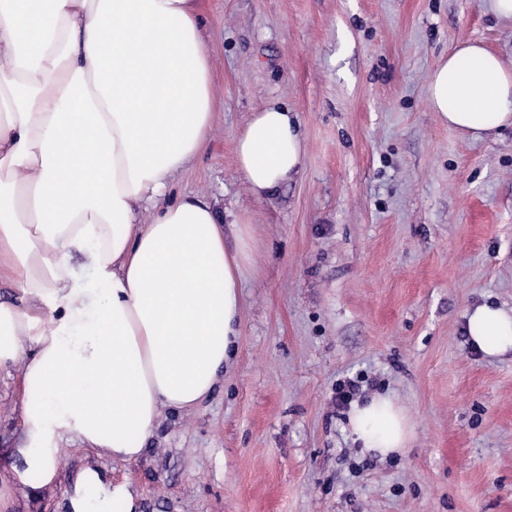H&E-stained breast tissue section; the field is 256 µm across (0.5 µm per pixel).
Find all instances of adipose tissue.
<instances>
[{"mask_svg":"<svg viewBox=\"0 0 512 512\" xmlns=\"http://www.w3.org/2000/svg\"><path fill=\"white\" fill-rule=\"evenodd\" d=\"M428 103L480 139L512 125V67L456 45L428 78ZM214 123L210 48L197 0H0V370L19 373L15 451L40 485L59 483L62 441L139 458L163 410L195 409L237 352L248 224L226 244L212 204L165 202L171 178ZM296 113L277 104L235 137L263 198L301 169ZM153 204L142 222L139 203ZM96 285L82 287L84 270ZM470 343L512 351V309L467 313ZM369 453L406 452L407 414L388 394L354 404ZM126 484L82 471L71 512H137Z\"/></svg>","mask_w":512,"mask_h":512,"instance_id":"1","label":"adipose tissue"}]
</instances>
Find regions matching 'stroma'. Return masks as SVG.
<instances>
[{
    "label": "stroma",
    "mask_w": 512,
    "mask_h": 512,
    "mask_svg": "<svg viewBox=\"0 0 512 512\" xmlns=\"http://www.w3.org/2000/svg\"><path fill=\"white\" fill-rule=\"evenodd\" d=\"M216 113L167 201L198 194L252 227L241 339L198 408L164 411L144 455L65 445L60 484L14 483L16 377L0 372L6 512H68L92 467L141 512H512V351L470 345L467 311L512 308V128L475 139L427 102L462 41L512 64V21L487 0H198ZM298 112L304 164L255 199L234 138L253 112ZM391 394L405 455L367 454L336 386Z\"/></svg>",
    "instance_id": "obj_1"
}]
</instances>
